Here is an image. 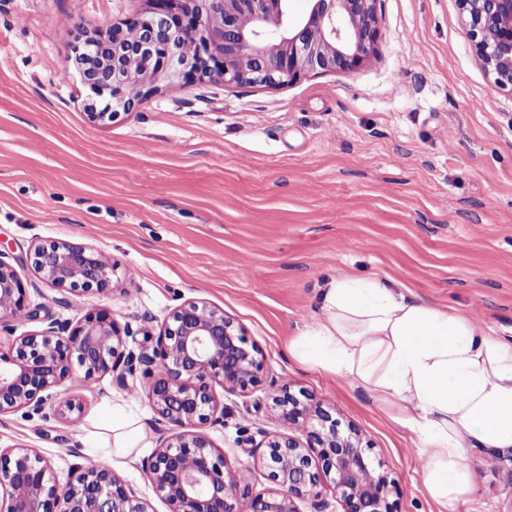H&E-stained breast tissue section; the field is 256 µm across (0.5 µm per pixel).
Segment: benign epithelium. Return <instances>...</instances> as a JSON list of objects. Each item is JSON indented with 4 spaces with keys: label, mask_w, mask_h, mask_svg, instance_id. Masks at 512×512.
Returning a JSON list of instances; mask_svg holds the SVG:
<instances>
[{
    "label": "benign epithelium",
    "mask_w": 512,
    "mask_h": 512,
    "mask_svg": "<svg viewBox=\"0 0 512 512\" xmlns=\"http://www.w3.org/2000/svg\"><path fill=\"white\" fill-rule=\"evenodd\" d=\"M135 17L96 38L76 25L66 71L78 72L103 107L93 123L139 106L166 82L216 78L226 85L281 87L314 73L351 72L375 53L377 0H309L307 14L288 17V0H145ZM467 35L490 81L512 92V0H456ZM138 40H128L129 31ZM35 273L70 294L106 293L115 266L81 244L32 246ZM37 331L16 334L23 323ZM0 416L50 411L74 426L83 403L66 396L74 380L108 374L130 388L140 378L159 430L147 474L168 512H392L388 474L352 425L319 403L271 385L265 409L288 433L256 441L274 487L240 489L224 456L201 429L224 425L225 394L245 393L261 381L260 350L245 329L202 299L176 307L158 336L136 339L105 311L76 324L31 305L15 267L0 253ZM332 492L335 503L326 498ZM0 512H154L112 470L84 466L60 485L48 460L32 448H0Z\"/></svg>",
    "instance_id": "benign-epithelium-1"
}]
</instances>
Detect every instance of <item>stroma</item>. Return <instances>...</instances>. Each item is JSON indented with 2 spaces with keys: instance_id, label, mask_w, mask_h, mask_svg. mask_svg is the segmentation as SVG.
<instances>
[{
  "instance_id": "35a3bbf8",
  "label": "stroma",
  "mask_w": 512,
  "mask_h": 512,
  "mask_svg": "<svg viewBox=\"0 0 512 512\" xmlns=\"http://www.w3.org/2000/svg\"><path fill=\"white\" fill-rule=\"evenodd\" d=\"M144 0H0V251L27 299L77 321L104 310L150 333L184 301L235 318L269 376L354 425L394 481V512H439L424 491L414 432L364 388L294 359L333 278H376L415 302L452 308L512 341V93L490 86L456 0H377L376 53L351 72L279 88L215 79L163 86L135 110L90 123L89 90L63 76L74 24L103 31ZM91 246L116 267L107 294L65 295L35 274L33 243ZM80 426L18 411L0 448L50 460L59 483L94 462L155 512L156 448L144 391L110 376L76 382ZM264 387L224 398L207 429L241 487H271L242 429L282 432ZM124 405L141 441L114 453L102 432ZM98 438L85 448L84 434ZM458 512H512V458L473 455Z\"/></svg>"
}]
</instances>
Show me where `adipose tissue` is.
<instances>
[{"instance_id":"ef3b65f1","label":"adipose tissue","mask_w":512,"mask_h":512,"mask_svg":"<svg viewBox=\"0 0 512 512\" xmlns=\"http://www.w3.org/2000/svg\"><path fill=\"white\" fill-rule=\"evenodd\" d=\"M321 312L291 354L394 405L419 439L427 495L457 512L474 490L469 454L512 457V342L370 278L332 280Z\"/></svg>"}]
</instances>
